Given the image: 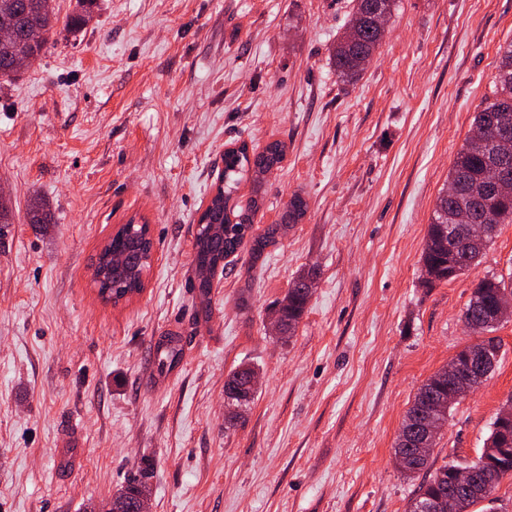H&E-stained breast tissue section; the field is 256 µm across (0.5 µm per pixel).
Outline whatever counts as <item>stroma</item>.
I'll return each instance as SVG.
<instances>
[{"label": "stroma", "mask_w": 512, "mask_h": 512, "mask_svg": "<svg viewBox=\"0 0 512 512\" xmlns=\"http://www.w3.org/2000/svg\"><path fill=\"white\" fill-rule=\"evenodd\" d=\"M352 0H99L78 33L0 80V512H97L150 465V512H408L394 442L418 388L472 337L479 279L512 275V224L479 265L431 288L420 257L481 102L512 0H398L373 60L340 83L330 52ZM286 145L256 231L307 212L208 299L198 218L224 152ZM43 202L46 224L31 221ZM147 223L142 293L98 297L92 264ZM315 267L293 336L271 309ZM209 321L197 317L201 308ZM495 369L457 402L431 468L478 460L512 396V319ZM177 362L162 365L161 350ZM261 380L227 421L224 379ZM81 454L65 471L55 451Z\"/></svg>", "instance_id": "35a3bbf8"}]
</instances>
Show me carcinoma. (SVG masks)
<instances>
[{"instance_id": "carcinoma-1", "label": "carcinoma", "mask_w": 512, "mask_h": 512, "mask_svg": "<svg viewBox=\"0 0 512 512\" xmlns=\"http://www.w3.org/2000/svg\"><path fill=\"white\" fill-rule=\"evenodd\" d=\"M396 2L353 0L348 26L337 38L330 57L342 82L349 84L359 77L383 40L384 29L370 25L368 15L379 7L387 17ZM97 7L98 0H76L75 11L66 17L64 27L71 32L80 31ZM2 23L15 31L14 40L7 46H0V77L10 80L18 74V70L11 68L10 56L24 54L30 62L41 56L58 23L54 0H0ZM502 124L512 125V44L500 50L492 96L485 98L475 113L473 128L479 130V135L471 134L464 140L448 171L446 188L437 197L421 257V282L427 288L456 278L479 264L496 235L498 225L512 223V194L490 196L486 193V159L491 156L498 162L499 173L512 182V138L505 140L500 137L499 126ZM229 156L233 160L224 162V190L211 198L201 214L194 242V288L202 297L210 293L213 278L218 269L224 267L226 258L242 250L260 256L266 247L277 242L280 232L287 230L288 225L298 223L306 213L305 200L294 194L286 204L281 223L271 224L261 233L254 232L258 200L252 197L240 207L231 205V200L244 178L249 176L253 183L259 184L280 168L285 158V145L279 141L271 142L263 150L251 154L247 144L243 143L237 149L224 153V157ZM465 216L470 217L472 224H489L491 228L484 238L470 242L464 252L451 254L443 248V239L449 232L461 239L466 238V225L461 223ZM152 256L153 239L149 225H125L101 249L93 263L94 286L99 288V293L117 300L141 292ZM315 279V269L301 270L285 297L274 308L275 317L288 327L290 334L295 332L310 299L307 284ZM508 295L512 296V285L496 277L483 278L472 291L471 300L477 306H467L464 313L467 331L478 336L477 343L487 345L493 356L500 350V343L485 336L496 327L489 320V315ZM255 373L251 365L235 368L224 380V391L244 384ZM433 400L446 403L441 419L447 421L455 401L448 399L446 370L435 372L418 389L404 416L401 432L413 435L427 413L428 403ZM436 445L437 441H432L430 450L421 453L416 447L395 444V449L408 457L403 473L411 476L426 469ZM482 457L492 463L512 459V398L499 409ZM454 468L456 465L447 463L436 469L430 479L419 487L409 512H417L423 503L433 505L448 499V495L454 493V486L448 481ZM145 491L146 483L138 480L118 492L116 498L126 500L129 512H134L137 496Z\"/></svg>"}]
</instances>
